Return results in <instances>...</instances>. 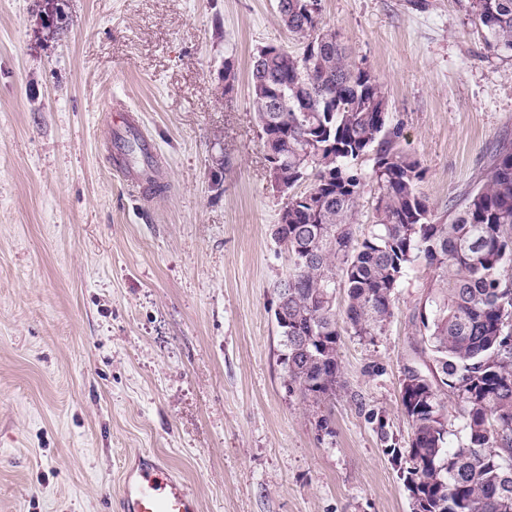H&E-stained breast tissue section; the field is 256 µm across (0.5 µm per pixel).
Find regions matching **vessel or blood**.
I'll return each instance as SVG.
<instances>
[{
  "mask_svg": "<svg viewBox=\"0 0 512 512\" xmlns=\"http://www.w3.org/2000/svg\"><path fill=\"white\" fill-rule=\"evenodd\" d=\"M117 507L118 512H199L193 492L151 453L136 454L125 469Z\"/></svg>",
  "mask_w": 512,
  "mask_h": 512,
  "instance_id": "obj_1",
  "label": "vessel or blood"
}]
</instances>
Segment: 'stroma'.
Returning a JSON list of instances; mask_svg holds the SVG:
<instances>
[{
    "instance_id": "35a3bbf8",
    "label": "stroma",
    "mask_w": 512,
    "mask_h": 512,
    "mask_svg": "<svg viewBox=\"0 0 512 512\" xmlns=\"http://www.w3.org/2000/svg\"><path fill=\"white\" fill-rule=\"evenodd\" d=\"M322 15L382 82L446 214L512 147V57L487 52L469 0ZM269 45L300 50L277 0H0V512H110L145 450L199 512H411L377 425L412 434L400 383L431 366L414 345L430 271H410L384 334L342 336L335 398L289 392L284 199L250 105ZM116 103L149 140L138 158ZM129 168L151 169L143 194Z\"/></svg>"
}]
</instances>
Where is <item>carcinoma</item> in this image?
<instances>
[{
  "label": "carcinoma",
  "instance_id": "carcinoma-1",
  "mask_svg": "<svg viewBox=\"0 0 512 512\" xmlns=\"http://www.w3.org/2000/svg\"><path fill=\"white\" fill-rule=\"evenodd\" d=\"M314 0H278L284 26L303 51L283 48L252 65L251 104L267 164L285 187L282 230H273L288 271L273 286L288 309L277 324L288 389L319 404L336 395L342 333L382 334L407 272L433 276L414 312L420 352L438 375L419 371L401 386L412 423L408 446L382 440L405 458L411 512H512V148L494 155L479 182L436 216L417 191L418 160L402 153L383 85L352 60ZM485 48L512 54V0H471ZM372 156L375 222L360 229ZM310 182L303 193L295 188ZM345 293L336 308V290ZM449 388L465 419V441L448 446Z\"/></svg>",
  "mask_w": 512,
  "mask_h": 512
}]
</instances>
